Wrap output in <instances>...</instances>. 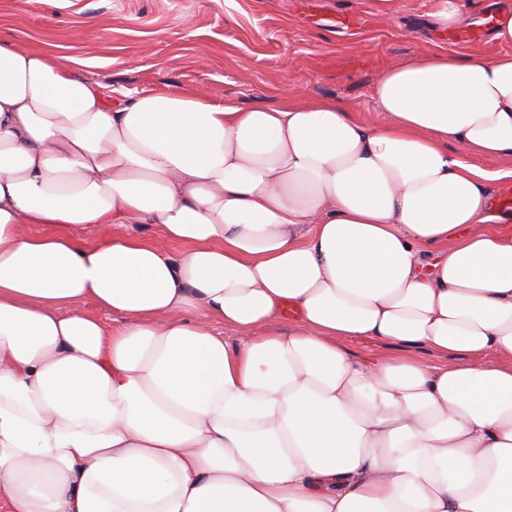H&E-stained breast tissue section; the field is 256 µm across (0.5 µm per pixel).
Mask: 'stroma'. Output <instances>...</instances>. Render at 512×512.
<instances>
[{
  "instance_id": "stroma-1",
  "label": "stroma",
  "mask_w": 512,
  "mask_h": 512,
  "mask_svg": "<svg viewBox=\"0 0 512 512\" xmlns=\"http://www.w3.org/2000/svg\"><path fill=\"white\" fill-rule=\"evenodd\" d=\"M476 2L445 31L438 0H0V36L51 49L116 100L167 88L238 105L348 97L379 125L366 92L386 68L426 50L500 52L490 17L512 0Z\"/></svg>"
}]
</instances>
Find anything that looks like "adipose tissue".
<instances>
[{"label":"adipose tissue","instance_id":"ef3b65f1","mask_svg":"<svg viewBox=\"0 0 512 512\" xmlns=\"http://www.w3.org/2000/svg\"><path fill=\"white\" fill-rule=\"evenodd\" d=\"M491 37L385 70L379 126L116 105L0 40V512H512V168L468 161L512 158V9ZM346 348L356 356L376 354L382 357H394L402 354V350L394 345H370L358 341H347Z\"/></svg>","mask_w":512,"mask_h":512}]
</instances>
